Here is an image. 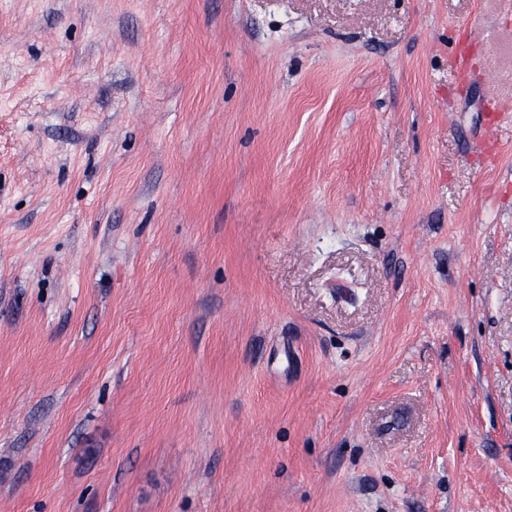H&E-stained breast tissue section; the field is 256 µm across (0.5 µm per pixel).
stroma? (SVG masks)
<instances>
[{"label":"stroma","instance_id":"stroma-1","mask_svg":"<svg viewBox=\"0 0 512 512\" xmlns=\"http://www.w3.org/2000/svg\"><path fill=\"white\" fill-rule=\"evenodd\" d=\"M0 512H512V0H0Z\"/></svg>","mask_w":512,"mask_h":512}]
</instances>
